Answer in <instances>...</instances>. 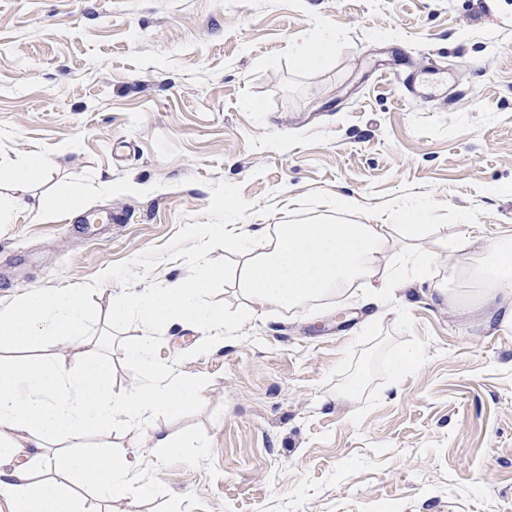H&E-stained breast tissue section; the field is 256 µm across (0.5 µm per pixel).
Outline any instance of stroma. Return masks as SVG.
<instances>
[{
  "instance_id": "stroma-1",
  "label": "stroma",
  "mask_w": 512,
  "mask_h": 512,
  "mask_svg": "<svg viewBox=\"0 0 512 512\" xmlns=\"http://www.w3.org/2000/svg\"><path fill=\"white\" fill-rule=\"evenodd\" d=\"M318 27L336 45L300 66L291 40ZM28 156L45 169L0 223V307L164 247L220 181L267 233L433 201L435 280L466 293L446 240L512 236V0H0V162ZM58 193L75 206L44 209ZM121 291L92 296L116 393L144 378L143 328L103 318ZM371 300L249 306L242 339L176 367L208 377L203 409L157 421L206 448L101 431L145 462L87 512H512V325L424 286ZM148 448H164L166 453L172 457L190 458L200 449L205 448V441L202 437L193 434H182L173 437L161 427L153 429L146 440Z\"/></svg>"
}]
</instances>
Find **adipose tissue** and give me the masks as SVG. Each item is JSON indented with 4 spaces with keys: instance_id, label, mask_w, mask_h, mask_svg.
<instances>
[{
    "instance_id": "obj_1",
    "label": "adipose tissue",
    "mask_w": 512,
    "mask_h": 512,
    "mask_svg": "<svg viewBox=\"0 0 512 512\" xmlns=\"http://www.w3.org/2000/svg\"><path fill=\"white\" fill-rule=\"evenodd\" d=\"M42 159L0 164V183L19 203L44 172ZM429 204L394 207L369 224H282L253 246L254 231L241 224H215L209 236L224 240L240 257L237 286L251 303L287 309L343 285L392 291L432 281V254L418 238ZM408 241L398 248L396 272L383 267L393 227ZM470 242L456 239V267L481 286L485 324H512V239L484 249L482 263L470 262ZM87 299L79 291L39 292L0 308V347L26 351L60 340L84 346L79 362L42 355L0 366V496L14 512H85L68 484L93 489L108 500L125 498L141 460L112 449L59 452L60 443L117 424L136 427L157 413H177L197 401V387L158 368L150 357L152 336L129 350L147 380L128 391L110 389L111 363L87 334Z\"/></svg>"
}]
</instances>
